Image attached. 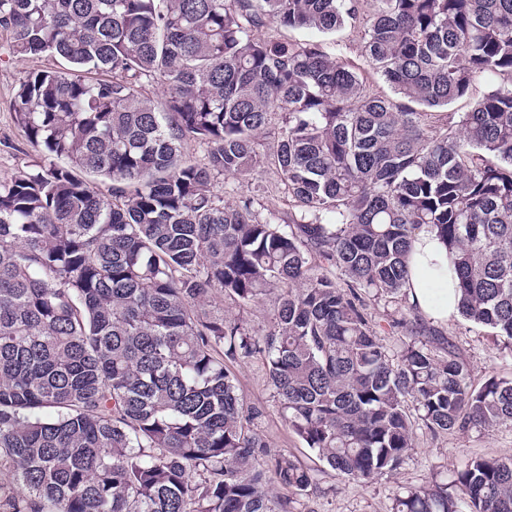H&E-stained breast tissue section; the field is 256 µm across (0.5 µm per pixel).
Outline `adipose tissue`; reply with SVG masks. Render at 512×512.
Returning a JSON list of instances; mask_svg holds the SVG:
<instances>
[{
  "instance_id": "ef3b65f1",
  "label": "adipose tissue",
  "mask_w": 512,
  "mask_h": 512,
  "mask_svg": "<svg viewBox=\"0 0 512 512\" xmlns=\"http://www.w3.org/2000/svg\"><path fill=\"white\" fill-rule=\"evenodd\" d=\"M408 302L419 315L443 326L456 312L457 297L448 277V250L435 232L421 229L412 243Z\"/></svg>"
}]
</instances>
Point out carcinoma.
<instances>
[{
  "instance_id": "1",
  "label": "carcinoma",
  "mask_w": 512,
  "mask_h": 512,
  "mask_svg": "<svg viewBox=\"0 0 512 512\" xmlns=\"http://www.w3.org/2000/svg\"><path fill=\"white\" fill-rule=\"evenodd\" d=\"M359 14L355 0H0L12 57L64 62L26 72L10 104L41 157L0 176V512H297L315 469L267 453L230 369L255 356L289 429L352 480L403 465L408 398L433 433L512 426V377L472 387L412 307L395 363L364 303L407 297L427 225L459 314L512 341V0H373L362 56L392 97L314 41L259 36ZM480 77L502 82L444 113ZM264 164L288 214L214 190ZM274 287L263 335L204 311ZM453 483L458 500L406 489L394 512H512V461L476 457Z\"/></svg>"
}]
</instances>
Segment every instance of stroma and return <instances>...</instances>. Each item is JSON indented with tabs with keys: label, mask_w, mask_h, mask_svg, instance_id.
I'll return each mask as SVG.
<instances>
[{
	"label": "stroma",
	"mask_w": 512,
	"mask_h": 512,
	"mask_svg": "<svg viewBox=\"0 0 512 512\" xmlns=\"http://www.w3.org/2000/svg\"><path fill=\"white\" fill-rule=\"evenodd\" d=\"M297 40L316 39L330 56L347 61L359 69L367 86L376 93L390 95L391 88L373 69L365 65L361 56V39L357 27L348 25L330 35H313L312 32L295 30ZM59 59L40 56L18 61L9 54V38L0 32V176H18L26 172L37 157V151L15 128L9 105L13 93L26 71L31 69L59 68ZM280 175L274 166L256 169L248 178L218 177L215 188L225 201L235 202L251 194L254 188L263 187L258 212L281 213L292 205L279 193ZM274 295L263 296L255 304L236 307L215 297L211 310L239 317L250 330L265 333L274 314ZM399 305L388 299L371 300L367 313L377 336L387 348L390 357H398L403 336L392 322L398 316ZM442 331L445 337L466 359L470 380L481 385L490 376H512V343L495 339L490 328L456 315L450 317ZM239 390L247 403L262 409L258 429L269 444L270 453L288 452L303 461H310L311 454L304 443L281 418L273 390L267 380L266 370L259 360L234 365ZM512 458V427L483 433L476 430H451L430 433L423 423L415 425V448L403 466L382 478L359 482L341 476L328 466H319L315 473L317 489L301 501V512H392L394 498L400 488H428L434 482H449L454 472L468 460L480 457Z\"/></svg>",
	"instance_id": "obj_1"
}]
</instances>
